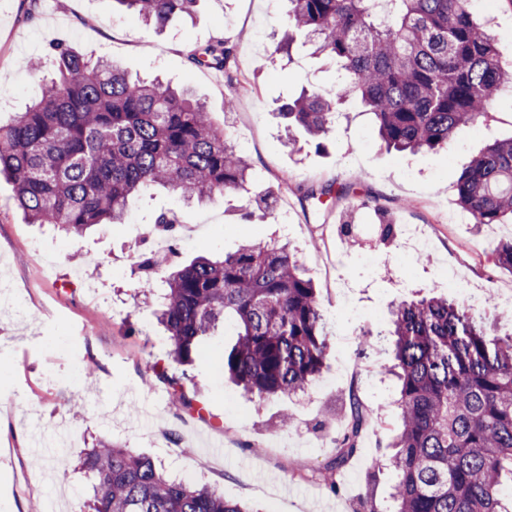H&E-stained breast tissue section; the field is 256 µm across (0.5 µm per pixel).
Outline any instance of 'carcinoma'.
Instances as JSON below:
<instances>
[{"label": "carcinoma", "mask_w": 512, "mask_h": 512, "mask_svg": "<svg viewBox=\"0 0 512 512\" xmlns=\"http://www.w3.org/2000/svg\"><path fill=\"white\" fill-rule=\"evenodd\" d=\"M147 21L190 16L198 0H116ZM288 27L339 63L334 95L304 89L283 104L287 131L327 136L349 97L360 99L378 134L397 152L448 145L455 130L486 120L499 91L512 88L493 40L469 0H288ZM227 41L194 52L198 67L229 73ZM41 100L0 124V174L31 224L80 234L122 224L130 200L163 187L186 202L245 189L250 165L206 107L183 89L132 80L106 59L65 44L51 47ZM456 204L476 224L512 218V138L477 155L454 185ZM154 290L150 261L137 265ZM157 319L169 357L191 366L218 328L235 341L218 353L224 372L267 400L304 391L319 377L327 323L295 251L254 241L221 259L197 257L164 280ZM384 335L394 337L389 371L399 381L400 425L391 447L394 512H512L502 479L512 476V339L445 296L401 301ZM176 406L199 413L186 373L148 366ZM367 409L350 405L349 426L329 464L340 470L359 450ZM94 478L90 512H252L206 485L168 478L126 446L101 440L80 460Z\"/></svg>", "instance_id": "obj_1"}]
</instances>
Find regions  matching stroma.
Wrapping results in <instances>:
<instances>
[{
  "instance_id": "35a3bbf8",
  "label": "stroma",
  "mask_w": 512,
  "mask_h": 512,
  "mask_svg": "<svg viewBox=\"0 0 512 512\" xmlns=\"http://www.w3.org/2000/svg\"><path fill=\"white\" fill-rule=\"evenodd\" d=\"M470 8L512 65V8L504 0H471ZM287 12V0H199L193 16H173L161 27L112 0H68L63 9L55 0H0L1 118L42 95L41 74L21 61L66 42L132 75L190 87L252 166L243 191L199 206L158 187L131 200L126 223L98 224L80 235L29 223L14 204L12 181L0 178V512H80L91 484L76 462L98 438L150 457L169 475L217 486L255 512H358L364 502L388 512L398 385L387 372L390 350L375 347L379 323L394 304L452 277L468 289H493L487 328L497 338L512 333V317L502 314L512 274L499 268L495 254L498 242L512 239V221L433 223L442 212H458L451 186L473 157L490 141L512 137V95L499 97L491 121L458 128L438 151L387 150L354 98L323 143L298 130L297 147L289 149L281 105L305 87L330 90L338 66L300 35L291 57L277 52ZM219 40L235 47L232 76L189 64L191 51ZM228 99L235 102L229 112ZM348 182L354 191L337 207L307 196ZM269 191L273 214L241 220L243 205ZM380 205L392 223L431 233L409 266L395 260L403 238L379 241ZM162 212L175 219L176 239L156 230ZM270 239L297 251L325 315L355 310L359 320H342L321 376L303 393L248 396L206 357L187 374L207 412L176 409L149 379L148 364L166 361L168 342L155 303L132 273L134 262L154 257L162 243L175 264ZM362 251L376 254V263H360ZM353 399L379 413L369 417L360 453L331 488L324 468ZM285 414L290 425L276 428Z\"/></svg>"
}]
</instances>
